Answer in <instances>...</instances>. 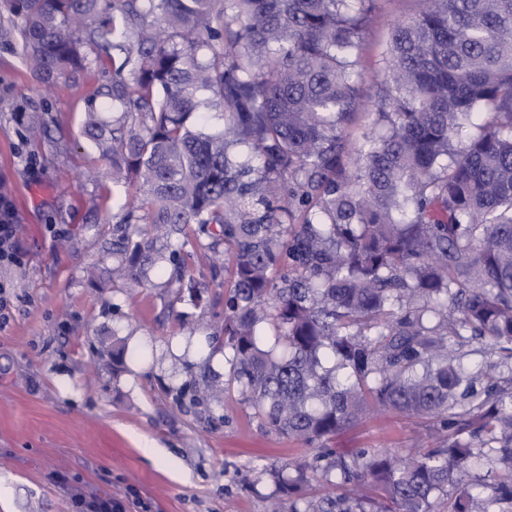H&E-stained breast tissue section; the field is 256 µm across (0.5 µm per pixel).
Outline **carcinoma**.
<instances>
[{
  "label": "carcinoma",
  "mask_w": 512,
  "mask_h": 512,
  "mask_svg": "<svg viewBox=\"0 0 512 512\" xmlns=\"http://www.w3.org/2000/svg\"><path fill=\"white\" fill-rule=\"evenodd\" d=\"M3 3L45 90L112 68L102 95L122 113L89 109L84 135L143 195L114 225L112 280L161 265L197 307L173 238L194 224L231 257L224 389L312 452L275 473L271 512H512V0H428L394 22L363 114L377 0ZM370 407L438 445L326 447ZM318 475L333 491L309 498Z\"/></svg>",
  "instance_id": "1"
}]
</instances>
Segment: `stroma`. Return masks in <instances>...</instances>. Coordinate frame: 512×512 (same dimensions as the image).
I'll return each mask as SVG.
<instances>
[{
	"label": "stroma",
	"instance_id": "1",
	"mask_svg": "<svg viewBox=\"0 0 512 512\" xmlns=\"http://www.w3.org/2000/svg\"><path fill=\"white\" fill-rule=\"evenodd\" d=\"M420 0H379L360 52V89L376 101L374 57L391 24ZM103 67L71 73L51 95L22 59L18 21L0 11V183L9 192L22 263L0 267V512H73L71 489L124 498L137 489L152 512H267L272 472L305 455L261 426L227 376L224 290L207 236H190L187 276L208 287L195 308L177 301L158 268L144 286L96 287L109 278L112 226L125 191L82 134ZM184 320H177V313ZM126 369L113 375V343ZM150 440L166 459L143 453ZM427 424L390 410L362 415L329 446L340 453L431 448Z\"/></svg>",
	"mask_w": 512,
	"mask_h": 512
}]
</instances>
